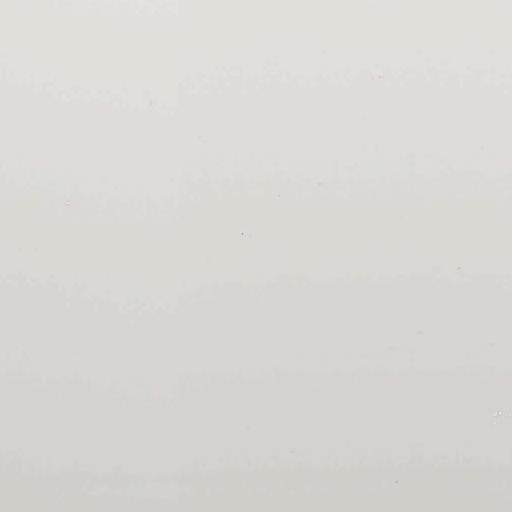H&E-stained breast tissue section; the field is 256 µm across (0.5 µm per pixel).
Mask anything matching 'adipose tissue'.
I'll list each match as a JSON object with an SVG mask.
<instances>
[{"label": "adipose tissue", "instance_id": "1", "mask_svg": "<svg viewBox=\"0 0 512 512\" xmlns=\"http://www.w3.org/2000/svg\"><path fill=\"white\" fill-rule=\"evenodd\" d=\"M389 167L318 171L269 162L232 185L215 170L166 156L172 188L91 196L76 182L0 167V362L53 373L94 363L131 387L161 379L177 407L137 421L0 385V512H512L496 459L512 446V393L489 388L504 352V300L475 285L512 271V192L468 170L437 177L412 166L423 148H394ZM79 169L151 180L141 154L70 151ZM243 283L244 297L225 289ZM386 360L392 375L437 362L482 369L446 398L393 387L339 398L326 389L268 387L258 403L212 393L225 377L266 367L280 380L324 377ZM480 410L485 462L447 473L456 436L443 408ZM40 448V468L74 457L107 471L105 493L72 483L18 491L14 451ZM387 459L378 480L219 489L171 501L143 484L171 471H248L347 447Z\"/></svg>", "mask_w": 512, "mask_h": 512}]
</instances>
